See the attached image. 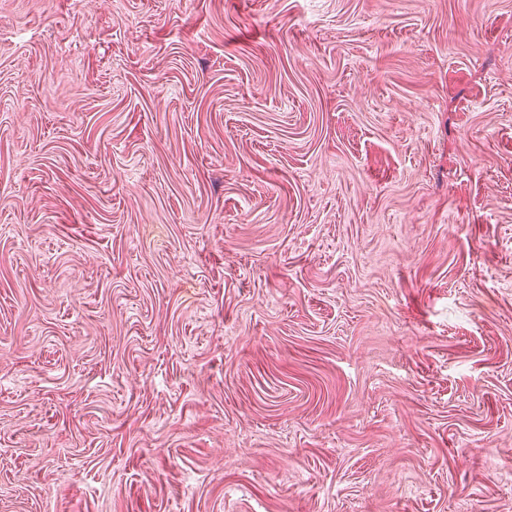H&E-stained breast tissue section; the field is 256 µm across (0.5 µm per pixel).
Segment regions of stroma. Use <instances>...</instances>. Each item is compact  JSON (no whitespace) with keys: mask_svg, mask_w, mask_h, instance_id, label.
<instances>
[{"mask_svg":"<svg viewBox=\"0 0 512 512\" xmlns=\"http://www.w3.org/2000/svg\"><path fill=\"white\" fill-rule=\"evenodd\" d=\"M0 512H512V0H0Z\"/></svg>","mask_w":512,"mask_h":512,"instance_id":"35a3bbf8","label":"stroma"}]
</instances>
